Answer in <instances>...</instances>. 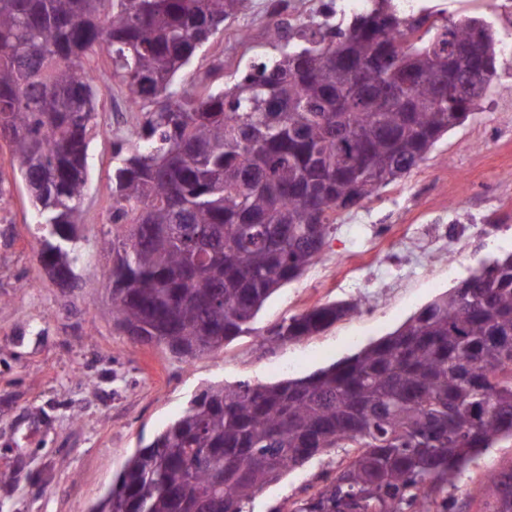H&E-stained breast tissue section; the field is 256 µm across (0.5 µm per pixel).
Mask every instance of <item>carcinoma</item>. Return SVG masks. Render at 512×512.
Returning a JSON list of instances; mask_svg holds the SVG:
<instances>
[{
	"mask_svg": "<svg viewBox=\"0 0 512 512\" xmlns=\"http://www.w3.org/2000/svg\"><path fill=\"white\" fill-rule=\"evenodd\" d=\"M250 0H0V139L36 209L42 267L79 287L77 235L94 78L105 53L137 112L112 171V322L188 361L251 330L265 302L315 261L336 212L417 167L486 97L501 38L483 16L449 21L368 0L320 38L273 21L274 62L203 92L176 77ZM471 46V56L454 53ZM410 75L396 86L400 65ZM365 299L267 329L274 348L314 336ZM512 441V253L497 256L351 356L270 385L209 387L138 449L90 512H248L255 493L330 448L352 455L292 512H455L472 458ZM512 465L478 478L482 512H512Z\"/></svg>",
	"mask_w": 512,
	"mask_h": 512,
	"instance_id": "cac0c4a2",
	"label": "carcinoma"
}]
</instances>
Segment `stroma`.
<instances>
[{
  "mask_svg": "<svg viewBox=\"0 0 512 512\" xmlns=\"http://www.w3.org/2000/svg\"><path fill=\"white\" fill-rule=\"evenodd\" d=\"M265 3L251 0L249 12L202 48L177 85L197 87L218 56L224 59L223 84L233 85V45L243 29L255 53L272 54ZM417 5L454 20L488 17L506 44L492 93L409 174L339 211L320 257L266 302L252 333L187 363L112 324L101 277L109 257L102 245L112 229L114 132L132 123L133 114L110 77L108 57L91 60L101 112L81 201V288H58L39 263L34 210L21 179L11 178L0 211V472L6 475L0 512H89L135 450L177 419L200 389L309 375L385 337L489 259L512 252V0H498L492 10L487 0ZM452 253L459 256L453 265ZM360 297L368 300L361 312L275 351L263 347L272 325ZM345 457V449L333 448L288 471L256 493L250 512H289ZM511 463L507 442L480 456L459 475L455 498L480 512L479 501L469 496L475 481Z\"/></svg>",
  "mask_w": 512,
  "mask_h": 512,
  "instance_id": "35a3bbf8",
  "label": "stroma"
}]
</instances>
